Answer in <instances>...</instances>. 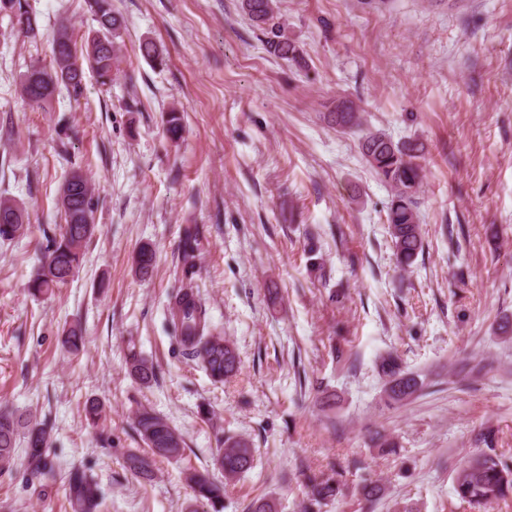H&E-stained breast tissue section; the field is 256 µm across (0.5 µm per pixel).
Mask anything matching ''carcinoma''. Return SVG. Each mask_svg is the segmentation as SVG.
I'll list each match as a JSON object with an SVG mask.
<instances>
[{"instance_id":"obj_1","label":"carcinoma","mask_w":512,"mask_h":512,"mask_svg":"<svg viewBox=\"0 0 512 512\" xmlns=\"http://www.w3.org/2000/svg\"><path fill=\"white\" fill-rule=\"evenodd\" d=\"M98 29L90 32L76 54L75 43L68 26L60 25L52 35L53 65L33 67L21 83L22 95L30 102L46 101L62 84L72 90L81 87L85 70L92 71L101 84L112 81V70L118 67L119 48L116 38L124 21L112 10V0H89ZM242 9L253 26L266 36L268 52L279 59L294 61L299 50L284 34L276 19L275 0H242ZM7 11L13 27L27 37L36 36V19L29 0H0V12ZM329 118L342 130L360 134V147L370 168L391 189L387 208V224L397 262L411 266L424 242L418 221V193L426 177L420 163L426 147L417 139L395 141L377 130L363 128L360 111L347 100L336 103ZM166 131L172 140L181 138L182 124L179 112L167 113ZM59 205L65 224L48 240L44 258L30 281L29 291L34 296L45 295L66 284L80 268L84 248L97 232L94 224L95 199L89 181L79 172L72 173L62 184ZM27 230L24 210L17 204L0 199V240H12ZM205 236L197 224L183 228L179 260L183 268L193 269L201 260ZM154 250L147 244L138 248L132 257L134 275L145 279L153 272ZM170 322L176 332L182 353L206 373L215 383L234 377L240 368V357L233 341L210 323L207 309L199 294L192 288H180L172 297ZM126 367L128 376L139 386L149 388L158 382L159 369L136 351L134 341L128 342ZM379 370L384 378V394L393 405L402 406L411 401L424 387V381L406 370L400 359L392 354L381 358ZM134 430L145 448L130 451L124 456L125 468L142 481L150 482L161 459L178 460L185 451V438L162 415L146 404L138 406L133 419ZM52 425L39 422L7 407L0 408V472L12 471L18 457V441H23V462L29 479L54 475L48 459ZM211 465L220 471L219 480L209 469H189L184 473L194 499L206 505L210 512H223L224 485L244 478L256 465L255 449L243 438L226 437L224 447L215 449ZM305 499L302 512H322L323 507L343 496L339 473L331 468L318 473L302 472ZM63 482L72 512H100L103 492L100 485L81 466L73 465L65 471ZM455 495L467 502L476 512L512 495V465L499 456L495 449L465 457L455 471ZM383 487L366 482L359 487L365 501L376 503L382 498Z\"/></svg>"}]
</instances>
